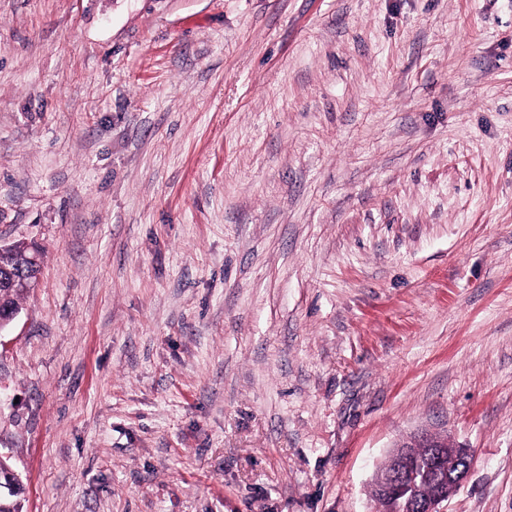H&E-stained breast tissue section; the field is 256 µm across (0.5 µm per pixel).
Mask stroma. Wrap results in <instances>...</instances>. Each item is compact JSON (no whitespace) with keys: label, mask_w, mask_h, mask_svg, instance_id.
Instances as JSON below:
<instances>
[{"label":"stroma","mask_w":512,"mask_h":512,"mask_svg":"<svg viewBox=\"0 0 512 512\" xmlns=\"http://www.w3.org/2000/svg\"><path fill=\"white\" fill-rule=\"evenodd\" d=\"M18 241L25 512H512V0H0ZM433 435L435 434H421L397 447L409 448L408 460L411 463V471L408 470V473H417V479L414 475L412 480L400 482L403 477L399 472L378 470L374 482L382 486L385 495L395 504L398 503L399 497L407 495V501H412L416 505V512H446L445 505L462 486L474 461L470 448L458 445L450 436H440L436 439ZM418 443L425 444L427 448H416ZM430 448H439L435 453V462L438 465L442 463L446 453L448 457L454 459V463L448 467L447 477H441L439 488L430 496L420 497L418 483L422 481L421 486L426 492L438 477L437 472L429 466Z\"/></svg>","instance_id":"stroma-1"}]
</instances>
